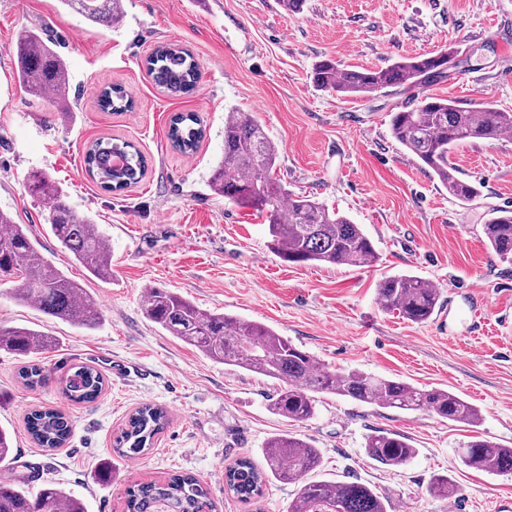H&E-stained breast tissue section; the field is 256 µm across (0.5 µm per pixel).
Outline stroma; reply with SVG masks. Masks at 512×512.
<instances>
[{
  "instance_id": "obj_1",
  "label": "stroma",
  "mask_w": 512,
  "mask_h": 512,
  "mask_svg": "<svg viewBox=\"0 0 512 512\" xmlns=\"http://www.w3.org/2000/svg\"><path fill=\"white\" fill-rule=\"evenodd\" d=\"M37 26L58 43L70 74L68 109L28 96L16 77L21 28ZM189 49L200 64L197 89L173 97L157 87L145 59L160 44ZM443 48L472 51L468 65L430 86L469 107L492 102L512 112V0H304L287 15L279 0H123L107 28L60 0H0V210L28 225L45 257L78 281L102 311L93 330L51 319L14 301L0 284V324L54 336L41 366L63 375L95 367L105 379L87 403L56 385L29 389L22 359L0 350V427L14 447L12 474L37 490L51 480L88 512H125L135 484L192 474L209 489L215 512H286L296 485L269 480L245 504L224 491V470L242 457L263 464L266 442L294 434L318 448L319 480L359 482L390 512H512V475L465 467L457 455L472 436L512 447V263L484 243L488 210L512 208V138L455 149L451 160L481 196L464 204L391 135L390 114L413 91L370 98L318 89L314 64L384 67ZM121 86L132 110L105 112L104 87ZM252 113L279 147L276 174L362 226L378 257L367 267L290 264L269 247L264 216L209 187L224 155L228 112ZM198 113L196 152L172 148L171 116ZM134 143L147 159L141 182L104 189L85 171L86 147L100 138ZM47 171L79 214L99 224L112 276L90 277L49 233L47 204L25 191L26 174ZM410 273L439 287L434 315L418 324L381 310L377 285ZM166 288L212 313L265 324L338 373L398 377L424 389L453 391L479 407L471 428L425 412L368 407L318 396L313 418L272 414V380L227 368L162 330L144 313L150 288ZM164 408L169 422L153 447L119 457L113 440L138 407ZM62 410L69 442L43 451L29 434L32 410ZM393 430L416 450L406 465L370 459L366 436ZM111 466L112 479L99 478ZM455 495H430L433 476Z\"/></svg>"
}]
</instances>
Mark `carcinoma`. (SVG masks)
<instances>
[{"label":"carcinoma","instance_id":"carcinoma-1","mask_svg":"<svg viewBox=\"0 0 512 512\" xmlns=\"http://www.w3.org/2000/svg\"><path fill=\"white\" fill-rule=\"evenodd\" d=\"M87 21L113 27L123 15L121 0H60ZM16 77L24 91L35 99L45 93L67 107L70 76L64 59L42 29L26 27L17 36ZM428 53L403 58L380 68L355 69L331 58L318 61L312 71L316 87L340 97L368 98L388 88H426L450 75ZM154 83L178 96L196 87L199 65L186 49L160 45L146 60ZM104 111L121 112L132 106L120 87H107L98 101ZM512 132V112H502L489 102L469 108L450 99L422 95L413 106L404 104L391 118L392 137L427 167L460 202L479 196V187L457 175L450 161L452 150L477 141L500 140ZM199 115L183 112L169 122L171 145L184 152L197 150L202 138ZM279 149L262 124L249 112H230L224 120V158L209 179L214 192L242 207L266 214L271 249L292 264L323 263L365 267L376 261V250L361 225L309 195L290 193L274 177ZM90 176L116 192L139 182L147 162L131 143L103 138L92 143L84 156ZM26 187L33 197L48 201L46 224L60 245L72 253L98 279L112 274L111 251L98 225L78 214L66 201L58 183L46 172L28 173ZM487 246L503 261H512V209L489 212L483 224ZM15 279L14 300L34 306L44 315L79 328H95L102 313L78 282L67 277L36 246L27 226L17 224L0 211V282ZM381 308L413 323L431 318L440 292L413 275L384 277L377 286ZM144 310L147 318L169 335L197 349L215 363L240 368L280 383L271 398L272 413L303 422L316 409V395L335 394L371 407L423 410L437 419L477 426L480 409L459 395L441 388L422 389L403 379L376 377L364 372L339 374L324 367L313 355L293 345L271 328L226 314H212L164 288L148 292ZM55 340L37 330L0 325V349L21 358L54 349ZM20 378L29 388L46 386L51 375L38 363L28 362ZM57 383L66 399L82 403L95 399L103 389L102 374L92 366L78 365ZM168 422L167 412L150 404L138 408L114 439V452L122 457L138 456L149 450ZM28 429L39 447L53 451L71 435L65 414L57 409L30 413ZM364 450L371 459L388 466L410 462L416 449L393 431H375L365 439ZM463 464L491 475L512 474V448L481 436L458 449ZM10 433L0 428V466L13 464ZM266 467L244 457L224 473V486L238 500L249 503L262 494L267 479L299 486L288 503V512H388L383 500L358 482L308 481L306 476L321 465L318 449L293 434L270 438L264 448ZM429 492L436 496L455 494L446 476L432 479ZM211 501L207 488L188 474H174L163 482H142L128 490L127 512H202L199 504ZM0 512H86L84 502L52 482L37 492L24 488L17 478L0 480Z\"/></svg>","mask_w":512,"mask_h":512}]
</instances>
